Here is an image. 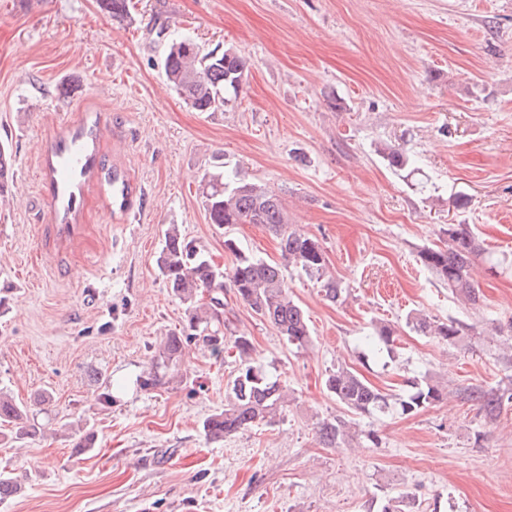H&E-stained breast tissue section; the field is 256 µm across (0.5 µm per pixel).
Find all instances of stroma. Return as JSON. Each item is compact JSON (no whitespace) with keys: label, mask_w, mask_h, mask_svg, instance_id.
I'll return each mask as SVG.
<instances>
[{"label":"stroma","mask_w":512,"mask_h":512,"mask_svg":"<svg viewBox=\"0 0 512 512\" xmlns=\"http://www.w3.org/2000/svg\"><path fill=\"white\" fill-rule=\"evenodd\" d=\"M129 19L96 0H0V140L14 181L0 200V390L35 437L0 433V471L20 490L0 512H512V404L485 417L471 390L512 388V356L489 336L512 323V0H132ZM244 57L223 110L198 112L163 73L155 25ZM101 129L105 174L86 184L82 235L53 242L45 150L58 114ZM390 147L409 163L396 168ZM279 195L318 240L341 286L282 264L311 331L306 348L225 288L230 333L285 384L287 411L220 441L234 350L186 345L163 385L154 351L184 310L157 266L170 225L231 269L225 239L280 262L263 226L216 230L199 193L216 161ZM136 186L137 222L112 209L107 174ZM467 224L487 249L468 306L419 260ZM420 315L467 325L456 346L411 330ZM394 331L379 348L378 325ZM346 366L391 398L411 380L448 382L414 415L353 417L325 379ZM356 420L338 448L319 423ZM93 444L78 448L81 432Z\"/></svg>","instance_id":"obj_1"}]
</instances>
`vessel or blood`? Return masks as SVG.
<instances>
[{"label":"vessel or blood","instance_id":"1","mask_svg":"<svg viewBox=\"0 0 512 512\" xmlns=\"http://www.w3.org/2000/svg\"><path fill=\"white\" fill-rule=\"evenodd\" d=\"M100 129L96 124L85 123L68 131L51 143L47 149L45 167L52 196V221L61 239L77 235L78 205L85 185L103 169L97 149ZM133 192L126 178L112 177V206L120 213H129Z\"/></svg>","mask_w":512,"mask_h":512}]
</instances>
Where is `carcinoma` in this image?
Segmentation results:
<instances>
[{"label": "carcinoma", "instance_id": "obj_1", "mask_svg": "<svg viewBox=\"0 0 512 512\" xmlns=\"http://www.w3.org/2000/svg\"><path fill=\"white\" fill-rule=\"evenodd\" d=\"M100 10L114 19L129 17L131 0H97ZM169 26L158 24L156 36L168 42L163 60L167 83L193 109L216 112L224 109L226 94H238L247 75L245 59L229 50L217 48L203 51L190 38L168 39ZM12 177L11 152L0 144V195L7 191ZM200 193L210 223L222 229L226 224H260L279 241L281 258L322 284L325 297L337 301L342 288L326 271L323 251L315 239L288 224L281 200L265 187L237 179L220 171L203 178ZM448 247H427L419 252L420 262L439 280L448 284L452 294L475 305L480 300L471 276L472 261L481 251L474 232L466 224H450ZM224 247L235 256L229 275L216 266L197 246L182 237L171 226L158 258V267L167 286L184 307V326L177 334L165 337L154 356L152 369L142 380L145 387L158 386L165 369L180 361L184 342L200 339L215 353L224 345V287L233 288L237 298L246 303L260 318L272 323L288 343L304 348L310 342V329L303 309L290 296L279 265L245 254L234 241L224 240ZM230 284H224V280ZM208 301L200 302L201 295ZM412 328L424 335L438 336L455 344L467 326L450 320L431 322L423 317L410 320ZM239 358L236 375L227 385L224 410L211 415L203 424L206 436L220 440L226 435L245 431L260 423H272L288 407V390L279 380L266 375L252 362V344L245 336L233 339ZM327 389L348 411L356 415L385 413L396 408L402 415H411L448 398V385L429 379L410 381L406 397L392 403L387 394L372 386L353 371L340 367L326 379ZM480 402L485 416L494 418L512 402V393L471 392ZM26 416L23 406L11 396L0 392V425L15 430L25 438L36 434L21 424ZM320 441L339 446L347 436L344 421L323 422L318 427Z\"/></svg>", "mask_w": 512, "mask_h": 512}]
</instances>
